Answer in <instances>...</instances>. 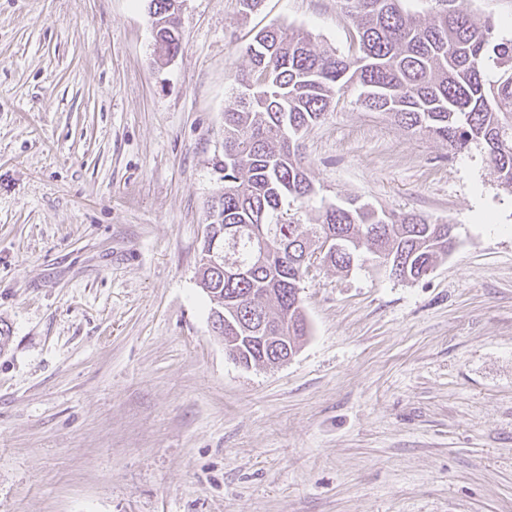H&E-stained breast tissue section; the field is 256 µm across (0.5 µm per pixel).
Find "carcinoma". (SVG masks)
Instances as JSON below:
<instances>
[{"label":"carcinoma","instance_id":"cac0c4a2","mask_svg":"<svg viewBox=\"0 0 512 512\" xmlns=\"http://www.w3.org/2000/svg\"><path fill=\"white\" fill-rule=\"evenodd\" d=\"M177 0H150L156 43L164 56L181 48ZM402 0H342L357 23L358 54L313 48L308 32L270 26L246 48L251 66L235 77L236 107L224 112V151L213 169L221 183L198 267V284L212 304L214 331L264 318L261 332L225 349L247 364L274 367L300 346L308 328L301 281L319 261L348 271L373 256L402 280L427 275L457 243L448 225L420 214L393 216L357 199L330 204L307 230L288 218L306 208L315 187L300 154L301 133L319 123L346 86L360 87L369 110L428 132L460 151L481 145L503 187L512 191V40L495 42L479 25L436 0L429 21ZM498 70L489 83L486 72ZM332 239L335 250H322ZM230 245L231 263L211 262L212 244Z\"/></svg>","mask_w":512,"mask_h":512}]
</instances>
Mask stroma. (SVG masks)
Listing matches in <instances>:
<instances>
[{"label":"stroma","instance_id":"stroma-1","mask_svg":"<svg viewBox=\"0 0 512 512\" xmlns=\"http://www.w3.org/2000/svg\"><path fill=\"white\" fill-rule=\"evenodd\" d=\"M0 0V512H512V193L370 111L302 135L316 194L455 225L416 281L377 259L302 283L287 363L224 349L197 268L224 112L262 27L352 55L340 0ZM512 39V0H457ZM484 212L487 223L475 221ZM149 17L152 26L158 24L156 32V43L160 51L167 58L175 57L181 48V39L179 31V5H175L177 0H150ZM153 5V11H152Z\"/></svg>","mask_w":512,"mask_h":512}]
</instances>
